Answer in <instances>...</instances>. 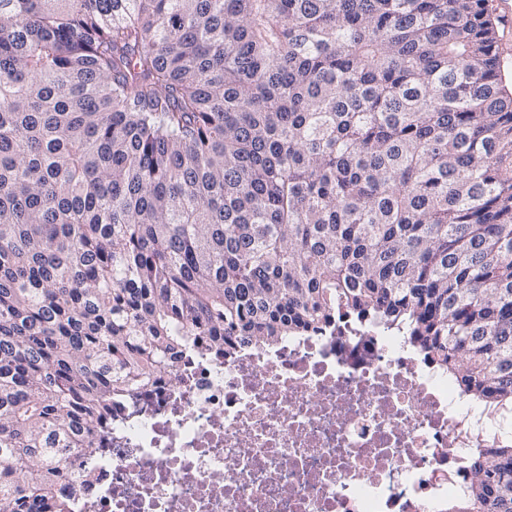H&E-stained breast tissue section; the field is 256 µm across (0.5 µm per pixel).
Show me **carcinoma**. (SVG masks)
<instances>
[{
    "label": "carcinoma",
    "instance_id": "cac0c4a2",
    "mask_svg": "<svg viewBox=\"0 0 512 512\" xmlns=\"http://www.w3.org/2000/svg\"><path fill=\"white\" fill-rule=\"evenodd\" d=\"M503 79L489 0H0V512L202 337L366 318L512 412Z\"/></svg>",
    "mask_w": 512,
    "mask_h": 512
}]
</instances>
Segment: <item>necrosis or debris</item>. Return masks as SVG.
Wrapping results in <instances>:
<instances>
[{"instance_id":"necrosis-or-debris-1","label":"necrosis or debris","mask_w":512,"mask_h":512,"mask_svg":"<svg viewBox=\"0 0 512 512\" xmlns=\"http://www.w3.org/2000/svg\"><path fill=\"white\" fill-rule=\"evenodd\" d=\"M503 428L407 337L332 323L165 365L53 482L89 478L73 512H448Z\"/></svg>"}]
</instances>
